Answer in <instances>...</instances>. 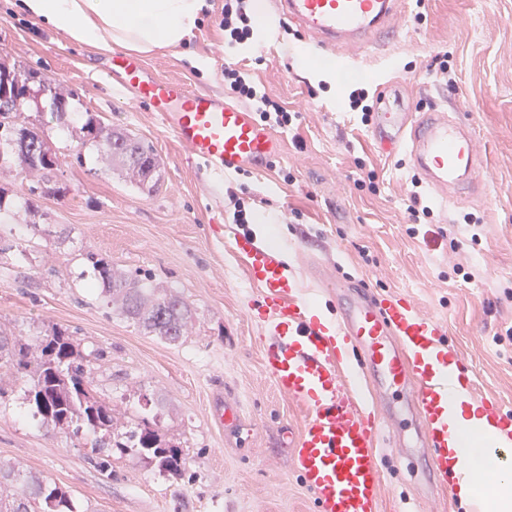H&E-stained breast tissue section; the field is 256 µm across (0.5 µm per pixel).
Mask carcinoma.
Returning <instances> with one entry per match:
<instances>
[{
  "label": "carcinoma",
  "instance_id": "1",
  "mask_svg": "<svg viewBox=\"0 0 512 512\" xmlns=\"http://www.w3.org/2000/svg\"><path fill=\"white\" fill-rule=\"evenodd\" d=\"M40 91L50 97V110L57 120L65 118L68 99L57 92L54 82L40 83ZM16 112L10 121L0 120V169L15 161L20 173L48 179L59 166L56 150L49 146L45 131L21 120ZM88 138L76 153L95 149L112 163L131 170L136 185L154 188L159 181L158 161L153 149L127 133H115L94 116L83 126ZM35 144L38 150L22 147ZM83 259L91 270L90 290H100L107 302L120 303L126 318L170 343H179L187 334L193 313L182 297L155 288L151 279L125 277L112 268V259L87 250ZM101 353L87 354L68 329L53 327L35 344L20 336H0V364L25 382L24 396L33 416L46 428L78 438L93 436L92 452L107 462L112 449L121 448L147 464L180 476L186 469L183 449L166 438L158 417L139 418L120 431L112 405L95 391L94 374ZM0 512H80L72 494L44 476L22 475L0 468Z\"/></svg>",
  "mask_w": 512,
  "mask_h": 512
}]
</instances>
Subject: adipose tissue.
Returning a JSON list of instances; mask_svg holds the SVG:
<instances>
[{
    "label": "adipose tissue",
    "instance_id": "ef3b65f1",
    "mask_svg": "<svg viewBox=\"0 0 512 512\" xmlns=\"http://www.w3.org/2000/svg\"><path fill=\"white\" fill-rule=\"evenodd\" d=\"M35 23L64 33L99 54L115 49L142 55L175 48L198 26L205 0H17ZM449 426L462 456L466 477L455 487L467 512H512V473L502 468L489 444L499 435L480 414L479 404L449 388Z\"/></svg>",
    "mask_w": 512,
    "mask_h": 512
}]
</instances>
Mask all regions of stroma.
Returning a JSON list of instances; mask_svg holds the SVG:
<instances>
[{
    "label": "stroma",
    "mask_w": 512,
    "mask_h": 512,
    "mask_svg": "<svg viewBox=\"0 0 512 512\" xmlns=\"http://www.w3.org/2000/svg\"><path fill=\"white\" fill-rule=\"evenodd\" d=\"M200 26L178 51L147 55L153 72L188 87L224 91V66L237 64L258 93L297 112L280 129L283 152L262 168L224 173L217 185L155 113L115 91L110 57L39 26L14 0H0V54L18 72L53 80L70 106L90 112L152 146L160 163L155 191L137 188L100 156L77 160L79 124L62 127L32 109L60 155L45 193L33 178L0 171V332L25 339L57 325L84 351L103 352L97 389L120 416L158 417L188 459L182 476L113 451L108 468L89 444L48 431L31 415L24 384L0 369V466L47 477L71 490L81 512H317L293 467L289 443L303 414L263 370L258 291L230 245L235 201L254 233L272 227L288 272L310 288L328 317L339 309L330 280L384 295L406 291L420 312L441 321L452 352L472 370L482 395L512 409V0H410L396 20L389 55L358 54L345 73L357 84L320 76L322 62L300 64L301 32L281 24L254 45L224 50V0H207ZM447 57L453 85L433 68ZM205 67H197V60ZM377 100L391 86L409 112L437 106L462 113L485 159L477 193L442 204L404 153L383 155L371 123L351 109L353 86ZM305 140L296 149L294 135ZM374 173L373 187L357 186ZM432 213L408 219L411 193ZM31 208H24V198ZM43 229L31 236L30 225ZM109 255L120 273L151 277L193 307L185 342L173 344L126 319L75 280L81 250ZM387 479L381 512H463L453 493L423 478L431 450L416 434L410 387L373 392Z\"/></svg>",
    "instance_id": "obj_1"
}]
</instances>
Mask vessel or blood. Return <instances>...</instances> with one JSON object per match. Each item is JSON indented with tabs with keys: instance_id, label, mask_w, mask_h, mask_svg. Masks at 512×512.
<instances>
[{
	"instance_id": "b4317fda",
	"label": "vessel or blood",
	"mask_w": 512,
	"mask_h": 512,
	"mask_svg": "<svg viewBox=\"0 0 512 512\" xmlns=\"http://www.w3.org/2000/svg\"><path fill=\"white\" fill-rule=\"evenodd\" d=\"M275 4V21L297 24L315 50L335 53L342 61L350 50H384L403 0ZM112 74L156 112L190 158L206 165L211 178H223L228 168L256 167L282 152L281 138L244 107L157 77L140 57L114 51ZM373 136L385 153L405 152L418 179L441 201L480 186L484 161L460 114L438 108L405 112L387 103L375 117ZM233 248L250 284L260 291L257 318L265 336L264 370L278 391L306 411L291 452L320 512H379L386 478L376 454L386 425L366 414L354 379L342 378L336 353L340 337L359 350V373L388 387L412 383L417 427L434 450L426 478L431 483L447 480L452 438L448 381L464 383L470 398L478 392L473 375L445 345L443 324L421 314L408 293L375 298L341 282L337 292L354 294L355 299L335 321L321 322L311 311L310 296L273 253L239 231L233 234ZM482 405L488 420L512 436V409L487 399Z\"/></svg>"
}]
</instances>
